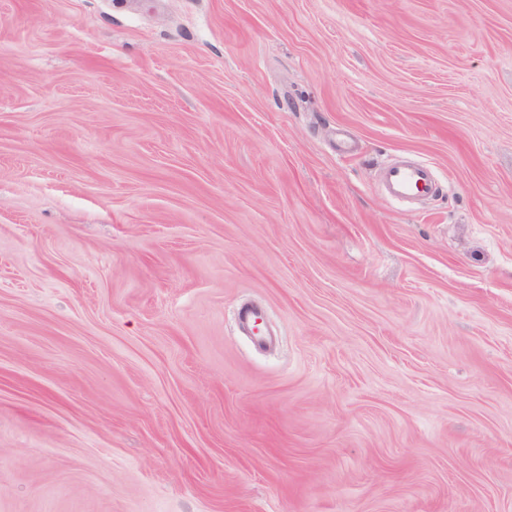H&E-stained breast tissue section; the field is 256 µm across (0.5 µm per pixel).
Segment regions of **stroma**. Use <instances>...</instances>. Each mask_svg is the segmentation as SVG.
I'll use <instances>...</instances> for the list:
<instances>
[{
	"label": "stroma",
	"instance_id": "1",
	"mask_svg": "<svg viewBox=\"0 0 512 512\" xmlns=\"http://www.w3.org/2000/svg\"><path fill=\"white\" fill-rule=\"evenodd\" d=\"M0 512H512V0H0ZM381 184L386 195L398 202L430 197L436 182L431 166L412 160H396L381 171Z\"/></svg>",
	"mask_w": 512,
	"mask_h": 512
}]
</instances>
